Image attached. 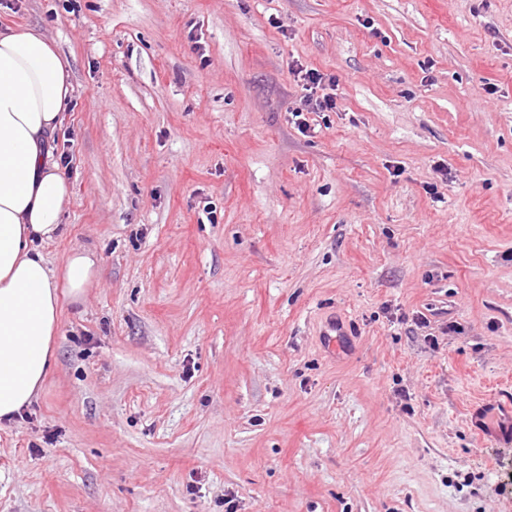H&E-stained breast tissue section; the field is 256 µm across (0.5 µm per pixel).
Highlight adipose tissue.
Wrapping results in <instances>:
<instances>
[{
    "mask_svg": "<svg viewBox=\"0 0 512 512\" xmlns=\"http://www.w3.org/2000/svg\"><path fill=\"white\" fill-rule=\"evenodd\" d=\"M72 92L45 34H0V421L36 399L54 362L60 298L80 300L95 275L88 251L69 254L60 275L38 250L64 231L71 187L52 142Z\"/></svg>",
    "mask_w": 512,
    "mask_h": 512,
    "instance_id": "obj_1",
    "label": "adipose tissue"
}]
</instances>
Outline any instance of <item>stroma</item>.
Masks as SVG:
<instances>
[{"mask_svg": "<svg viewBox=\"0 0 512 512\" xmlns=\"http://www.w3.org/2000/svg\"><path fill=\"white\" fill-rule=\"evenodd\" d=\"M19 26L74 86L41 251L96 277L0 422V512H512V0H0ZM300 67L336 79L305 132Z\"/></svg>", "mask_w": 512, "mask_h": 512, "instance_id": "1", "label": "stroma"}]
</instances>
